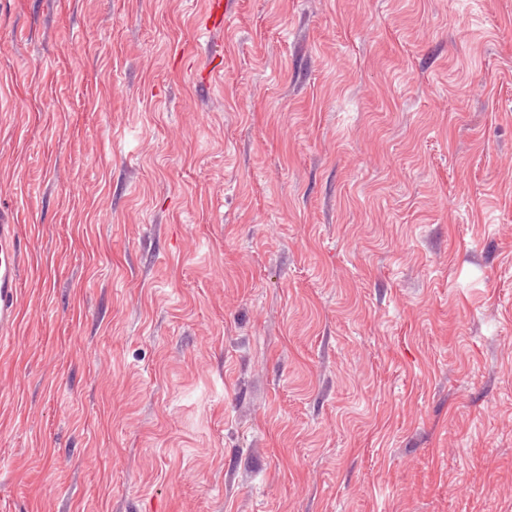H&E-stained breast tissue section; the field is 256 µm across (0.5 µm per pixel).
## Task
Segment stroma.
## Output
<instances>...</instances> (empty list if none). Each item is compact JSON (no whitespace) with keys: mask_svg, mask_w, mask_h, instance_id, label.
<instances>
[{"mask_svg":"<svg viewBox=\"0 0 512 512\" xmlns=\"http://www.w3.org/2000/svg\"><path fill=\"white\" fill-rule=\"evenodd\" d=\"M0 0V512H512V0ZM230 1L233 0H208L204 16L206 29H224V22L230 16ZM21 246L12 211L0 209V330L15 324L21 278Z\"/></svg>","mask_w":512,"mask_h":512,"instance_id":"1","label":"stroma"}]
</instances>
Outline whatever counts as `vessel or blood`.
I'll return each mask as SVG.
<instances>
[{"instance_id":"obj_1","label":"vessel or blood","mask_w":512,"mask_h":512,"mask_svg":"<svg viewBox=\"0 0 512 512\" xmlns=\"http://www.w3.org/2000/svg\"><path fill=\"white\" fill-rule=\"evenodd\" d=\"M227 0H207L204 26L223 28L229 17ZM21 278V246L16 233L14 215L0 209V330L12 328L17 319Z\"/></svg>"}]
</instances>
